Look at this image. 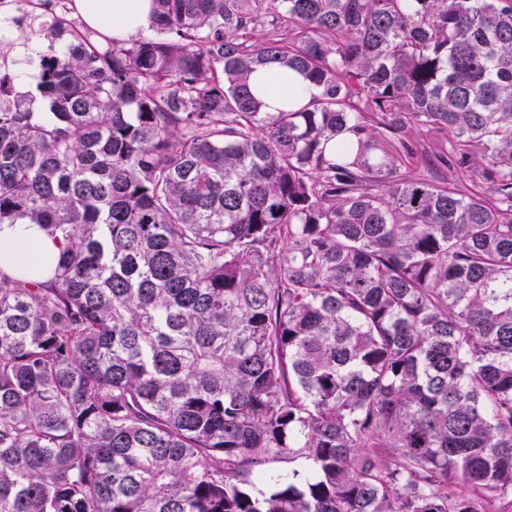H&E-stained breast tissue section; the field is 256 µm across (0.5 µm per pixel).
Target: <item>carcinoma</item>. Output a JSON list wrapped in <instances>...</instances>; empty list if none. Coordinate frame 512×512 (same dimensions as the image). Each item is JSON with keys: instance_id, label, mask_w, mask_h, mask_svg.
Masks as SVG:
<instances>
[{"instance_id": "1", "label": "carcinoma", "mask_w": 512, "mask_h": 512, "mask_svg": "<svg viewBox=\"0 0 512 512\" xmlns=\"http://www.w3.org/2000/svg\"><path fill=\"white\" fill-rule=\"evenodd\" d=\"M154 2L11 17L0 224L63 248L0 271V512H504L512 0ZM423 128L474 190L401 174ZM73 5L82 17L73 11L68 19L92 42L100 39L85 24L119 42L150 33L153 0H73ZM250 86L265 104V112L300 109L316 94V88L300 74L272 67H263L250 76ZM60 249V241L39 224H0V270L14 278L48 280L53 276L50 261Z\"/></svg>"}]
</instances>
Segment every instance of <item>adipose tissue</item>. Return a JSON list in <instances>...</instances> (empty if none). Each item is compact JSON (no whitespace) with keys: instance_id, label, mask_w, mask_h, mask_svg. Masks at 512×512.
Instances as JSON below:
<instances>
[{"instance_id":"ef3b65f1","label":"adipose tissue","mask_w":512,"mask_h":512,"mask_svg":"<svg viewBox=\"0 0 512 512\" xmlns=\"http://www.w3.org/2000/svg\"><path fill=\"white\" fill-rule=\"evenodd\" d=\"M85 23L109 38L128 41L148 32L153 0H73ZM250 86L266 111L294 110L307 105L315 87L300 74L272 67L256 70ZM61 249L59 240L37 224H0V271L24 281L51 278V261Z\"/></svg>"}]
</instances>
